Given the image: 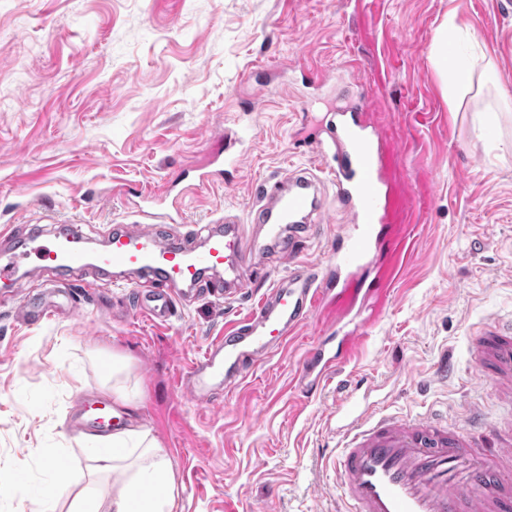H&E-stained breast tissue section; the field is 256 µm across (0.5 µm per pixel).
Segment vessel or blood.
<instances>
[{
  "label": "vessel or blood",
  "mask_w": 512,
  "mask_h": 512,
  "mask_svg": "<svg viewBox=\"0 0 512 512\" xmlns=\"http://www.w3.org/2000/svg\"><path fill=\"white\" fill-rule=\"evenodd\" d=\"M367 110L359 98L329 120L328 138L318 148L327 163L326 177L293 170L272 185H261L249 221L228 212L197 227L203 250L173 232V225L185 221L177 204L144 212L147 230L113 229L96 251L79 225L34 230L0 260V282L22 287L30 269L128 274L136 311L163 321L208 271L224 273L210 283L213 295L234 298L237 285L253 278L255 256L267 242H276L272 260L287 263L286 278L226 329L185 377L190 396L210 402L217 391L240 385L262 357L307 323L330 284H337L342 299H351L352 276L381 248L388 183L379 146L367 132ZM328 184L335 186L347 222L336 234L329 263L320 266L301 261L300 255L307 238L319 231L305 218ZM21 311L28 321L41 322L56 315L57 307L30 298ZM354 342L350 336L335 346L323 340L313 344L298 377L302 392L332 382L345 398L336 409L338 443L332 460L340 512H512V424H492L477 406L465 411L456 428L437 412L419 417L378 413L377 403L364 399L376 388L373 379L341 372ZM471 362L479 379L494 386L499 402L512 408V322L488 318L472 345ZM77 422L92 434L108 436L122 420L113 415L111 403L92 401Z\"/></svg>",
  "instance_id": "b4317fda"
}]
</instances>
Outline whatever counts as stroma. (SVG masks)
Returning <instances> with one entry per match:
<instances>
[{
    "instance_id": "obj_1",
    "label": "stroma",
    "mask_w": 512,
    "mask_h": 512,
    "mask_svg": "<svg viewBox=\"0 0 512 512\" xmlns=\"http://www.w3.org/2000/svg\"><path fill=\"white\" fill-rule=\"evenodd\" d=\"M498 2L0 0V253L37 224L72 222L96 243L113 225L140 224L138 189L163 195L252 123L239 167L202 195L186 191L173 230L247 216L261 184L323 166L312 141L327 91L310 85L312 67L350 71L371 100L391 193L383 236L407 241L385 295L341 322L321 304L214 406L195 403L182 375L283 270L238 300L201 288L166 323L133 312L129 289L30 271L37 293L75 285L76 304L28 324L21 296L0 295V512L52 492L56 459L111 493V476L94 471L95 435L71 414L85 396L111 400L116 356L141 389L131 416L170 459L175 512H336L335 478L319 461L336 446L338 397L329 385L302 397L296 370L341 325L357 335L343 373L378 382L389 411L439 410L454 424L473 402L500 421L469 355L487 316L512 318V10ZM450 45L447 68L436 67ZM461 67L471 82L460 90ZM345 221L326 187L303 260L326 263Z\"/></svg>"
}]
</instances>
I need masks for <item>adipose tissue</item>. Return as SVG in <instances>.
Returning a JSON list of instances; mask_svg holds the SVG:
<instances>
[{
  "instance_id": "adipose-tissue-1",
  "label": "adipose tissue",
  "mask_w": 512,
  "mask_h": 512,
  "mask_svg": "<svg viewBox=\"0 0 512 512\" xmlns=\"http://www.w3.org/2000/svg\"><path fill=\"white\" fill-rule=\"evenodd\" d=\"M96 468L112 476L111 495L74 512H174L175 475L166 452L148 430L121 427L96 452Z\"/></svg>"
}]
</instances>
